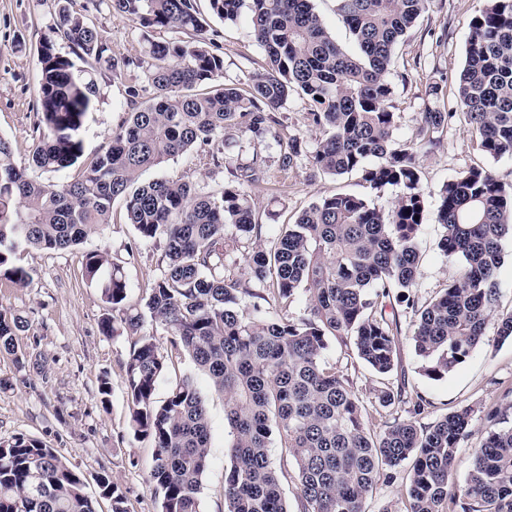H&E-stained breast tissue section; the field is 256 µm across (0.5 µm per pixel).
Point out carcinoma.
<instances>
[{
	"label": "carcinoma",
	"mask_w": 512,
	"mask_h": 512,
	"mask_svg": "<svg viewBox=\"0 0 512 512\" xmlns=\"http://www.w3.org/2000/svg\"><path fill=\"white\" fill-rule=\"evenodd\" d=\"M112 9L141 28L176 30L189 40H147L151 60L144 83L126 87L133 111L113 131L112 142L85 165L75 181L43 184L31 169L60 171L83 157L80 131L99 88L78 74L74 58H92L118 73L141 60L117 58L87 19L64 10L58 30L72 56L46 39L38 49V88L44 130L28 163L14 157L0 136V273L24 284L28 273L11 263L20 246L59 250L81 244L109 223L112 203L125 202L126 221L144 239L164 240V268L149 294L128 302L119 265L104 251L84 256L87 281L129 330L145 316L160 324L171 345L187 353L224 394L229 429V467L224 475L225 512H291L281 490L285 470L271 456L277 430L281 459L297 472L298 512H363L364 498L379 481L412 461L406 512H512V425L499 413L475 450L464 485L450 489L472 410L463 408L421 426L423 400L411 417L378 433L363 417V398L341 368L324 362L329 341L351 345L379 377L369 390L388 408L404 389L386 381L396 366L400 325L388 305L417 313L412 330L425 374L442 379L485 342L496 310L495 275L503 262L502 240L512 237V188L484 168L448 180L439 196L438 249L458 265L443 293L425 306L412 295L419 271L417 237L427 219L420 186L418 147L390 146L397 123L391 110L392 55L427 8L428 0H336L356 52L338 44L312 0H210L226 22L242 7L267 55V67L241 93L223 82L224 58L194 7V0H110ZM471 36L456 94L480 150L512 157V0H486L470 23ZM218 88L199 93L202 84ZM300 92L314 107L323 137L310 153L317 171L357 173L373 190L395 187L388 210L355 194L319 199L293 224L282 226L274 247L256 236L255 209L244 185L260 179L267 160L253 152L233 171L234 180L202 194L180 179L145 182L142 174L199 146L212 165L224 166L225 150L238 139L272 132L271 111ZM451 112L422 113L423 129L440 128ZM301 156L299 139H288L279 169ZM243 263L242 280L230 267ZM255 282L267 293L252 291ZM305 296L303 315L288 308ZM255 299L249 313L241 308ZM24 327L0 312V347L14 348ZM167 359L154 337L143 335L126 362L127 397L134 435L155 448L151 486L161 512H200L202 477L209 461V415L194 379L173 386L163 401L154 391ZM112 512H125L124 497L108 472L97 478ZM0 512H96L82 475L43 442L17 437L0 445Z\"/></svg>",
	"instance_id": "cac0c4a2"
}]
</instances>
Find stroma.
<instances>
[{
	"mask_svg": "<svg viewBox=\"0 0 512 512\" xmlns=\"http://www.w3.org/2000/svg\"><path fill=\"white\" fill-rule=\"evenodd\" d=\"M485 0H429L424 16L397 46L391 70L392 104L397 114L394 145L419 144L417 162L421 187L428 207H435L443 185L472 167L491 170L506 185H512V157L491 158L481 152L463 115L455 114L456 84L461 71L472 18ZM85 16L113 55L137 58L142 54L145 31L133 18L112 10L108 0H0V136L7 137L17 162H27L40 140L42 125L38 106L40 70L37 51L44 39H52L61 53L69 47L57 31L60 7ZM195 8L224 57V79L246 89L251 74L266 65V55L255 41L248 12L236 22L224 23L213 13L210 0H195ZM78 69L94 73L98 81L97 102L81 138L85 159H92L112 140V131L130 110L125 90L143 81L144 72L120 73L99 68L93 59L78 61ZM439 84V95L429 93ZM452 113L453 118L435 132L434 146H426L420 131L421 114L427 109ZM307 98L292 94L274 111L276 133L240 151V159L260 152L273 165L267 176L247 186L255 204V219L262 240L273 245L279 225L294 223L319 198L336 193L367 197L381 209L390 208L397 190H370L358 175L330 176L313 173L307 152L322 137L309 119ZM294 136L304 152L296 166L280 170L274 162L280 154V137ZM182 179L209 193L232 179L228 168H214L200 150H192L143 173V180ZM441 227L434 219L422 224L418 235L420 267L413 295L426 303L447 287L458 267L440 253ZM163 239L143 240L125 220L123 201H115L108 224L89 235L82 244L65 250L17 249L15 266L29 274L26 285L0 275V311L22 317L26 328L15 337L14 351L0 349V443L25 436L42 441L79 471L90 495L98 496L96 478L110 472L124 497L126 512H160L152 492L150 471L154 448L149 440L135 438L127 401L125 364L138 334L154 336L167 357V368L158 379L154 396L164 400L169 390L186 376L195 377L210 417L209 467L202 479V512H224V471L229 464L231 438L224 425V396L216 391L192 360L171 353L169 336L155 322L144 321L140 333L104 335L100 323L108 308L101 293L83 273V256L93 250L108 252L125 273L130 303L145 297L161 274ZM504 261L496 274L499 306L490 318L485 344L474 349L448 377L434 380L425 375L409 329L414 315L398 307L401 332L396 368L391 382H404L406 397L391 409L381 408L367 391L377 376L356 355L353 347L329 343L327 364L347 368L363 392L364 417L372 429L396 418L408 417L416 400L428 411L424 423L465 407L472 408L471 432L458 450L453 483H464L475 448L489 430L488 410L499 409L512 424V338L499 340V317L512 313V239L503 242ZM109 378L111 393L101 398L102 378ZM408 467L399 468L393 479L379 483L365 503L366 512H404Z\"/></svg>",
	"mask_w": 512,
	"mask_h": 512,
	"instance_id": "1",
	"label": "stroma"
}]
</instances>
